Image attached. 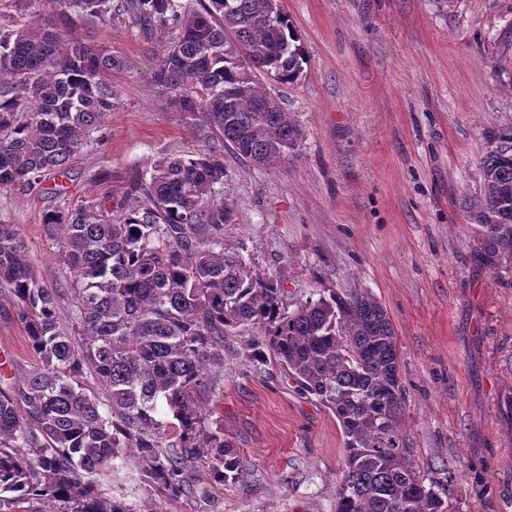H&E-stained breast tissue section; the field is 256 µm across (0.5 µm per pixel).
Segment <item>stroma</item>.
Listing matches in <instances>:
<instances>
[{"mask_svg":"<svg viewBox=\"0 0 512 512\" xmlns=\"http://www.w3.org/2000/svg\"><path fill=\"white\" fill-rule=\"evenodd\" d=\"M306 61L291 84L263 87L291 112L293 156L257 167L224 156L219 189L231 208L224 241L253 272L296 300L365 288L394 326L413 459L449 486L455 512H512V258H482L467 212L492 133L512 127V0H282ZM78 33L122 58L112 110L67 177L33 193L0 191L47 287L65 277L46 212L105 200L130 204L132 178L154 159L199 149L180 113L149 83L175 37L127 15ZM258 330L224 339V435L236 480L197 472L170 499L123 476L108 495L154 512H335L341 426L297 393ZM0 350L13 377L33 361L22 324L0 295Z\"/></svg>","mask_w":512,"mask_h":512,"instance_id":"obj_1","label":"stroma"}]
</instances>
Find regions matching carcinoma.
<instances>
[{"mask_svg": "<svg viewBox=\"0 0 512 512\" xmlns=\"http://www.w3.org/2000/svg\"><path fill=\"white\" fill-rule=\"evenodd\" d=\"M86 26L130 15L176 35L151 86L183 115L202 149L161 157L130 186L133 202L106 219L105 202L45 213L66 267L48 288L12 224L0 223V292L35 357L0 382V512L45 500L53 512H153L106 495L122 465L139 483L184 495L197 468L236 479V448L218 416L224 335L250 326L261 345L338 419L344 463L336 512H453L450 493L421 475L405 429L394 328L358 288L288 304L272 275L224 247L231 213L216 185L224 148L262 167L300 137L261 79L294 82L305 55L281 0H53ZM122 61L53 16L0 31V190L31 192L69 164L112 109L108 76ZM479 196L468 204L484 253L512 255V128L488 137ZM71 297L62 323L58 299ZM96 380L97 389L85 387ZM173 423L156 419L158 408Z\"/></svg>", "mask_w": 512, "mask_h": 512, "instance_id": "cac0c4a2", "label": "carcinoma"}]
</instances>
